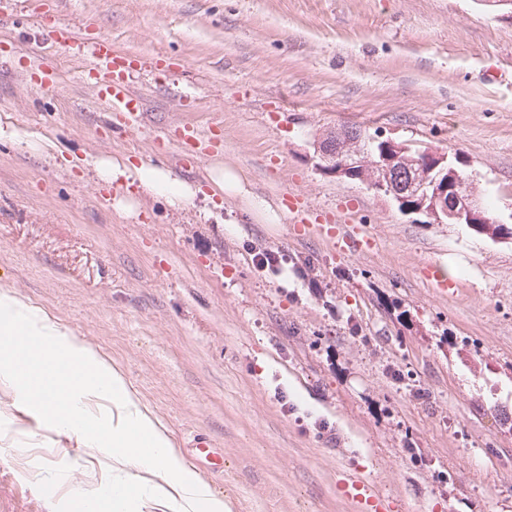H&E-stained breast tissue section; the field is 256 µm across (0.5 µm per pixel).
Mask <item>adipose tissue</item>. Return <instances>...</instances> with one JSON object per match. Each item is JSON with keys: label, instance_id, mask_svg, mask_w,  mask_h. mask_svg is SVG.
<instances>
[{"label": "adipose tissue", "instance_id": "1", "mask_svg": "<svg viewBox=\"0 0 512 512\" xmlns=\"http://www.w3.org/2000/svg\"><path fill=\"white\" fill-rule=\"evenodd\" d=\"M94 168L101 180L138 185L169 203L192 201L199 186L171 171L101 158ZM206 182L214 197H238L266 223H279L278 213L255 200L244 177L222 164L212 165ZM0 384L8 386L17 405L38 414L48 428L73 435L81 447L104 451L112 460V489L107 497L80 488L76 494L86 512H138L139 505L161 494L162 484L176 492L174 512H227L222 499L202 484L172 451L165 429L130 393L119 373L95 352L66 336L47 318L29 314L27 306L0 291ZM93 398L112 402V416L89 411ZM160 483H153V476Z\"/></svg>", "mask_w": 512, "mask_h": 512}]
</instances>
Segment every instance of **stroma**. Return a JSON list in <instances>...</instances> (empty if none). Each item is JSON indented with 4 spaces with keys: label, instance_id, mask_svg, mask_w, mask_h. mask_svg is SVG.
<instances>
[{
    "label": "stroma",
    "instance_id": "obj_1",
    "mask_svg": "<svg viewBox=\"0 0 512 512\" xmlns=\"http://www.w3.org/2000/svg\"><path fill=\"white\" fill-rule=\"evenodd\" d=\"M56 26L168 59L140 70L141 126L112 117ZM61 85L26 81L43 59ZM210 130L194 172L171 154ZM355 127L458 158L512 220V16L476 0H0V290L42 310L122 372L229 512H357L338 487L374 480L389 512H512V240L419 224L314 166L310 143ZM56 144V156L35 143ZM126 157L204 183L219 162L273 208L303 198L375 241L347 253L239 199L182 206L94 163ZM274 253L280 274L258 270ZM449 272L441 297L426 264ZM0 387V512H82L110 461L11 405Z\"/></svg>",
    "mask_w": 512,
    "mask_h": 512
}]
</instances>
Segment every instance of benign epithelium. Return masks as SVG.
Wrapping results in <instances>:
<instances>
[{
    "instance_id": "7a95c632",
    "label": "benign epithelium",
    "mask_w": 512,
    "mask_h": 512,
    "mask_svg": "<svg viewBox=\"0 0 512 512\" xmlns=\"http://www.w3.org/2000/svg\"><path fill=\"white\" fill-rule=\"evenodd\" d=\"M361 142L358 129L328 131L312 143L316 168L363 183L389 197L401 213L424 217L425 224H464L478 234L512 239L507 225L489 218L474 177H463L447 154L390 138H370L371 149Z\"/></svg>"
}]
</instances>
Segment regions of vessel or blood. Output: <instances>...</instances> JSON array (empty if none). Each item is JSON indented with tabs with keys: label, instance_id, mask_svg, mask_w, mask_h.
I'll return each instance as SVG.
<instances>
[{
	"label": "vessel or blood",
	"instance_id": "1",
	"mask_svg": "<svg viewBox=\"0 0 512 512\" xmlns=\"http://www.w3.org/2000/svg\"><path fill=\"white\" fill-rule=\"evenodd\" d=\"M45 41L65 44L67 54L75 59L87 61L91 69L104 72L106 79L98 87L99 97L105 101L111 112L125 114L123 124L114 126L115 136L121 137L134 130L143 117V103L131 91V83L144 62L138 57L115 49L110 40L86 42L75 35L64 36L59 30L44 32ZM201 136L195 125L185 126L177 143V158L182 166L193 168L201 160L195 146ZM341 495L355 504L360 512H388L389 504L376 485L367 478L350 476L340 484Z\"/></svg>",
	"mask_w": 512,
	"mask_h": 512
}]
</instances>
